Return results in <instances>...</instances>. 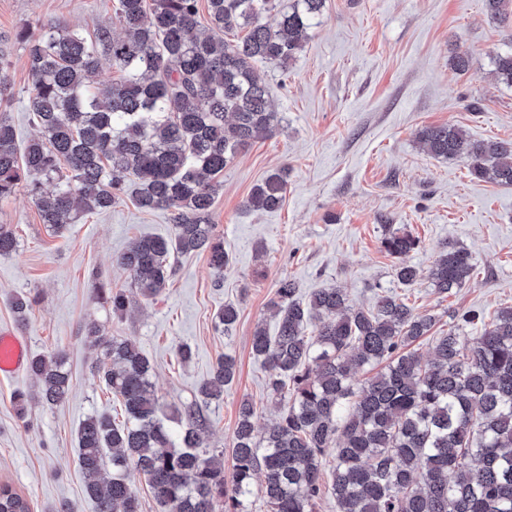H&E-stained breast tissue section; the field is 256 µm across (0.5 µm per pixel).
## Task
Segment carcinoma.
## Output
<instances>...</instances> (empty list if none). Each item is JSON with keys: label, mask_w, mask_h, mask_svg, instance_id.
<instances>
[{"label": "carcinoma", "mask_w": 512, "mask_h": 512, "mask_svg": "<svg viewBox=\"0 0 512 512\" xmlns=\"http://www.w3.org/2000/svg\"><path fill=\"white\" fill-rule=\"evenodd\" d=\"M121 35L112 26L92 38L42 24L17 38L27 49L26 111L35 133L24 148L0 116V203L25 184L42 223L54 229L80 215L102 214L132 193L146 210L171 212L170 238L145 237L116 258L135 288L153 298L171 275L170 258L198 251L215 274L229 253L214 234L212 206L224 168L247 147L273 135L281 117L256 63L282 71L297 60L320 23L326 0H207L209 24L198 20V0H113ZM491 18H512V0H484ZM273 12L276 24L265 22ZM233 34L234 40L224 36ZM119 73L100 90L91 78L101 60ZM497 80L512 86V51L493 58ZM419 139L437 158H464L470 173L512 186V140L472 139L454 126H425ZM54 184L46 192L43 186ZM288 168L254 186L246 207L279 208ZM18 242L0 224V256ZM384 250L399 259L418 247L409 234H390ZM473 272L464 248L439 253L428 279L440 293L463 287ZM102 298L121 315V290L99 284ZM275 335L256 329L252 351L270 371L268 392L279 420L260 432L249 401L240 403L231 448L230 481L224 460L202 450L198 411L185 409L169 428L151 381L152 366L127 339L103 340L94 323L86 333L101 348L92 370L121 399L124 420L87 417L78 431L79 465L95 512H140L133 476H142L171 512H250L255 479L268 512H316L330 492L338 512H512V307L489 323L464 314L434 337L430 355L413 344L435 317L391 292L354 309L342 288L279 281L271 302ZM238 317L226 305L215 316L228 332ZM480 326L469 335V327ZM378 372L363 385L353 375ZM41 397L55 405L71 386L59 351L30 360ZM236 374L226 355L199 388L212 400ZM332 457L331 483L323 459ZM0 512H30L29 503L0 484Z\"/></svg>", "instance_id": "cac0c4a2"}]
</instances>
